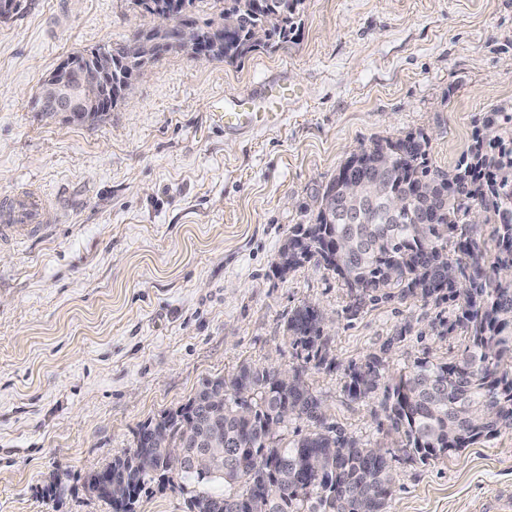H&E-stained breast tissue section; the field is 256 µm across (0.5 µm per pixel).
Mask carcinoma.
<instances>
[{
    "label": "carcinoma",
    "instance_id": "obj_1",
    "mask_svg": "<svg viewBox=\"0 0 512 512\" xmlns=\"http://www.w3.org/2000/svg\"><path fill=\"white\" fill-rule=\"evenodd\" d=\"M223 4V30L212 33L216 49L208 57L233 64L259 46L288 41L301 0H215ZM127 43L112 49V79L118 81L137 63ZM512 113L496 108L485 127L498 129L492 139L475 134L466 155L452 169L432 167L424 134L377 138L368 146L372 159L385 163L383 192L412 201L394 217L386 200L364 212V222L347 224L348 205L330 200L336 180L324 187L317 214L288 234L297 249L292 270L309 263L336 273L358 293L355 303L399 298L446 297L457 302L448 331L461 329L468 344L451 362L420 360L387 378L381 357L348 369L345 390L353 399L384 388L381 403L391 432L423 459L447 449L468 448L485 438L512 432ZM483 213L493 225V260L474 232L471 215ZM323 313L312 305L288 317L293 344L306 361L322 356ZM306 367L280 371L243 365L229 377L204 380L188 403L145 424L135 449L112 461L105 472L112 483L141 491L148 483L172 476L224 484V493L193 496L190 512H384L392 495L385 454L327 423L321 401L305 380ZM224 391V414L211 417L209 393ZM304 419L314 430L282 444L280 430ZM175 433L191 457L216 436L224 460L197 472L149 447L151 432Z\"/></svg>",
    "mask_w": 512,
    "mask_h": 512
}]
</instances>
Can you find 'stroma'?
I'll use <instances>...</instances> for the list:
<instances>
[{"instance_id": "35a3bbf8", "label": "stroma", "mask_w": 512, "mask_h": 512, "mask_svg": "<svg viewBox=\"0 0 512 512\" xmlns=\"http://www.w3.org/2000/svg\"><path fill=\"white\" fill-rule=\"evenodd\" d=\"M298 12L294 40L234 64L164 54L87 125L35 111L42 81L149 17L131 0H21L0 23V197L33 187L52 200L45 231L0 242V512H113L86 474L245 364L306 365L328 422L386 452V512H472L512 490V433L424 461L389 432L382 393L345 391L348 367L375 355L390 376L453 359L467 343L448 329L455 303L358 306L326 267L276 271L352 152L421 132L445 170L490 109L512 113V0H303ZM278 84L292 94L281 124L224 128L225 97ZM304 304L326 317L328 365L288 335ZM201 490L224 486L150 483L135 512H188Z\"/></svg>"}]
</instances>
